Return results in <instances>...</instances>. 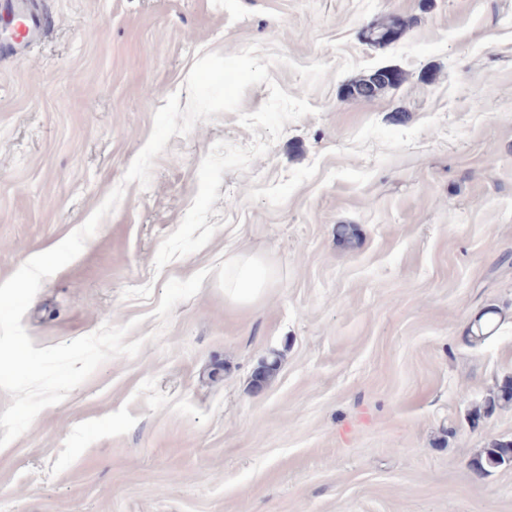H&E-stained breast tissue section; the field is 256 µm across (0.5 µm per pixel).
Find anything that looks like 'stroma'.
I'll use <instances>...</instances> for the list:
<instances>
[{"label": "stroma", "mask_w": 512, "mask_h": 512, "mask_svg": "<svg viewBox=\"0 0 512 512\" xmlns=\"http://www.w3.org/2000/svg\"><path fill=\"white\" fill-rule=\"evenodd\" d=\"M49 3L45 37L0 56V283L124 186L22 324L43 348L139 316L130 337L146 343L0 448V512H512V468H471L512 440V404L469 415L512 378V0ZM392 19L400 40L368 41ZM252 42L330 64L309 93L269 70L319 113L285 124L248 172H224L208 221L228 225L155 272L202 158L252 135L220 113L169 139L148 188L124 173L195 60ZM381 67L405 82L344 94ZM242 254L281 273L251 304L212 272ZM203 269L160 329L167 280ZM490 307L497 331L468 344ZM274 353L277 375L256 388Z\"/></svg>", "instance_id": "35a3bbf8"}]
</instances>
